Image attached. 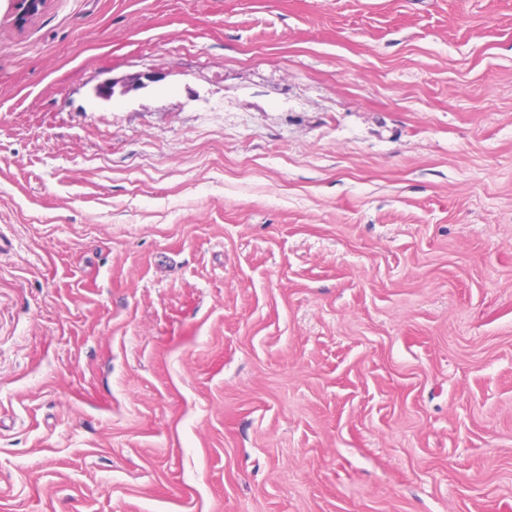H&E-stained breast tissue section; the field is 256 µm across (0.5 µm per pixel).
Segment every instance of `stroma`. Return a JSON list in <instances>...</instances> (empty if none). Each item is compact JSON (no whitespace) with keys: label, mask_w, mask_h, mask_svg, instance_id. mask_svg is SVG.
<instances>
[{"label":"stroma","mask_w":512,"mask_h":512,"mask_svg":"<svg viewBox=\"0 0 512 512\" xmlns=\"http://www.w3.org/2000/svg\"><path fill=\"white\" fill-rule=\"evenodd\" d=\"M0 512H512V0H0ZM10 12L19 28L31 24L43 11L47 0H9ZM144 79L153 82L155 78L149 74H141L124 80L107 79L95 88V94L104 100H111L118 86L120 87V94H126L132 89L145 86Z\"/></svg>","instance_id":"obj_1"}]
</instances>
